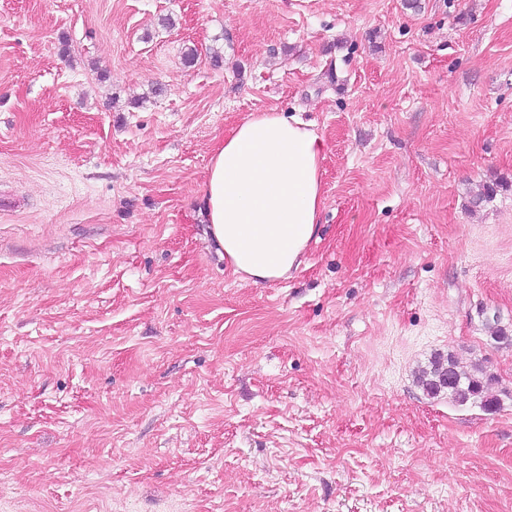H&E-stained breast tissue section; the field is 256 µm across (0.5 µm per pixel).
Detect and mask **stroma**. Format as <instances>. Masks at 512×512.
Returning <instances> with one entry per match:
<instances>
[{
	"label": "stroma",
	"instance_id": "35a3bbf8",
	"mask_svg": "<svg viewBox=\"0 0 512 512\" xmlns=\"http://www.w3.org/2000/svg\"><path fill=\"white\" fill-rule=\"evenodd\" d=\"M272 110L324 205L256 284L201 192ZM0 512H512V0H0ZM474 372H479L480 375H476ZM418 379L427 393L431 395L448 391V395L461 405L470 400L477 402L479 399L485 407L492 404L487 399L483 400L482 394L485 388L483 370L476 367L472 373L463 371L452 356L448 355L446 359L435 357L431 362L430 370H423Z\"/></svg>",
	"mask_w": 512,
	"mask_h": 512
}]
</instances>
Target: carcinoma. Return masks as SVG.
<instances>
[{
	"label": "carcinoma",
	"mask_w": 512,
	"mask_h": 512,
	"mask_svg": "<svg viewBox=\"0 0 512 512\" xmlns=\"http://www.w3.org/2000/svg\"><path fill=\"white\" fill-rule=\"evenodd\" d=\"M419 382L427 393L437 395L448 392L454 401L463 405L469 401H481L485 407L491 402L483 399L485 383L483 375L463 371L453 357H436L431 362L430 370L422 371Z\"/></svg>",
	"instance_id": "carcinoma-1"
}]
</instances>
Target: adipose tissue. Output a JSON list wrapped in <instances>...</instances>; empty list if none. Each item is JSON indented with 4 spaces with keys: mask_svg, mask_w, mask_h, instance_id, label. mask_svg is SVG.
I'll list each match as a JSON object with an SVG mask.
<instances>
[{
    "mask_svg": "<svg viewBox=\"0 0 512 512\" xmlns=\"http://www.w3.org/2000/svg\"><path fill=\"white\" fill-rule=\"evenodd\" d=\"M318 135L276 111L251 114L214 151L202 199L233 273L259 283L304 261L324 201Z\"/></svg>",
    "mask_w": 512,
    "mask_h": 512,
    "instance_id": "adipose-tissue-1",
    "label": "adipose tissue"
}]
</instances>
